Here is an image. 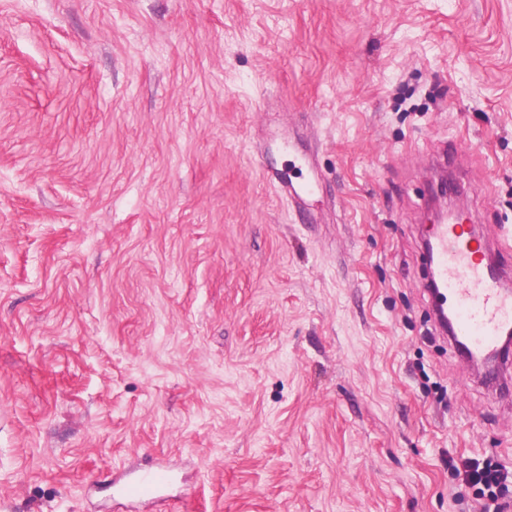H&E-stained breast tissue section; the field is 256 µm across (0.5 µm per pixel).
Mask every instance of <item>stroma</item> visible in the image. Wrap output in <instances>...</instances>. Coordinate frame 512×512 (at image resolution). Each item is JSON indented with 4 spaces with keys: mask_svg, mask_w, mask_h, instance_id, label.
Returning <instances> with one entry per match:
<instances>
[{
    "mask_svg": "<svg viewBox=\"0 0 512 512\" xmlns=\"http://www.w3.org/2000/svg\"><path fill=\"white\" fill-rule=\"evenodd\" d=\"M443 169L512 236V0H0V512H479ZM277 180L281 197L287 201L289 206L295 207L298 214L305 213L304 208L306 206V200L309 196L313 195L314 188L317 187V175H315V173L312 174V181L309 184V188L302 189V192H299L292 183L280 181L278 178Z\"/></svg>",
    "mask_w": 512,
    "mask_h": 512,
    "instance_id": "obj_1",
    "label": "stroma"
}]
</instances>
